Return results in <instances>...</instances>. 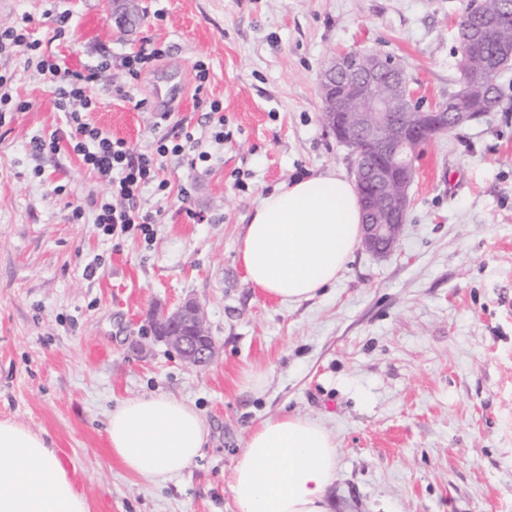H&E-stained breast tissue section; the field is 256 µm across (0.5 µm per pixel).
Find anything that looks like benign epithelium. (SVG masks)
I'll list each match as a JSON object with an SVG mask.
<instances>
[{
  "label": "benign epithelium",
  "mask_w": 512,
  "mask_h": 512,
  "mask_svg": "<svg viewBox=\"0 0 512 512\" xmlns=\"http://www.w3.org/2000/svg\"><path fill=\"white\" fill-rule=\"evenodd\" d=\"M112 18L124 28L134 19L130 0H112ZM501 14L476 15L477 42L497 37ZM386 58L351 51L341 54L321 75L325 127L345 145L362 139L368 150L379 158L374 163L353 167V177L361 201L371 213L361 224L362 245L383 254L398 241L407 220L408 198L402 195L416 175L415 152L418 147L448 132V125L462 126L476 117L468 105L453 99L426 112H413L405 98L416 99L410 84L384 83L391 73ZM355 78V93L336 97V80ZM159 340L178 353L190 367L203 369L216 355L212 337L207 335L201 306L184 302L177 309L155 313Z\"/></svg>",
  "instance_id": "benign-epithelium-1"
}]
</instances>
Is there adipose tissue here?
I'll list each match as a JSON object with an SVG mask.
<instances>
[{
    "mask_svg": "<svg viewBox=\"0 0 512 512\" xmlns=\"http://www.w3.org/2000/svg\"><path fill=\"white\" fill-rule=\"evenodd\" d=\"M355 185L328 171L262 195L239 242L252 287L283 303L314 297L335 282L361 235ZM105 433L113 458L144 484L183 472L207 442L205 420L167 395L121 402ZM335 438L316 419L280 413L249 432L229 474L237 512H329ZM0 512H89L54 449L38 433L0 420Z\"/></svg>",
    "mask_w": 512,
    "mask_h": 512,
    "instance_id": "obj_1",
    "label": "adipose tissue"
}]
</instances>
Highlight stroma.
I'll return each mask as SVG.
<instances>
[{
    "label": "stroma",
    "instance_id": "35a3bbf8",
    "mask_svg": "<svg viewBox=\"0 0 512 512\" xmlns=\"http://www.w3.org/2000/svg\"><path fill=\"white\" fill-rule=\"evenodd\" d=\"M470 2L139 0L130 31L113 24L110 0L0 7V25L30 16L32 38L71 69L105 49L168 46L139 80L107 73L88 119L139 152L185 128L213 156L206 171L163 160L168 199L141 197L159 214L151 240L106 235L94 222L106 191L98 176L69 145L31 149L36 137L68 135L49 79L24 48L0 58L13 98L28 104L0 127V419L47 440L90 512H236L234 457L255 424L281 412L335 437L331 512H512V68L491 111L424 145L391 252L356 248L323 293L286 305L253 288L238 259L261 195L351 171V149L320 120L330 61L392 55L426 104L447 100ZM65 9L71 26L56 41L51 15ZM200 60L210 81L198 95ZM202 98L223 107V144L200 123ZM189 297L220 349L204 371L153 339L150 311ZM255 370L265 387L241 390ZM154 394L192 405L209 434L183 473L150 486L113 460L104 427L121 401Z\"/></svg>",
    "mask_w": 512,
    "mask_h": 512
}]
</instances>
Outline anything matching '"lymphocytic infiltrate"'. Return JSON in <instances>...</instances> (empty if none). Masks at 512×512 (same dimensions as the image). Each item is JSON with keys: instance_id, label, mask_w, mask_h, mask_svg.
Returning a JSON list of instances; mask_svg holds the SVG:
<instances>
[{"instance_id": "obj_1", "label": "lymphocytic infiltrate", "mask_w": 512, "mask_h": 512, "mask_svg": "<svg viewBox=\"0 0 512 512\" xmlns=\"http://www.w3.org/2000/svg\"><path fill=\"white\" fill-rule=\"evenodd\" d=\"M30 22V17L25 16L17 24L0 26V57L11 55L16 47H25L41 71L49 76L56 107L63 112L70 128L71 149L109 187L108 195L95 204L97 224L112 236L136 231L150 233L157 216L143 209L140 199L149 187L156 195L169 196L170 183L160 174L161 159L176 158L192 168L205 170L212 159L211 153L199 150L189 131L162 134L153 152H137L124 139L109 137L92 126L86 114L93 107L90 92L102 73L117 69L130 79H139L164 56V49L145 42L136 51L117 57L105 50L95 66L83 71L71 70L60 67L43 53L39 41L30 39Z\"/></svg>"}]
</instances>
